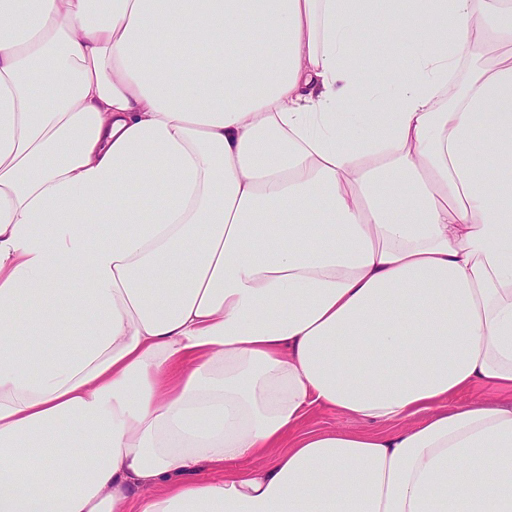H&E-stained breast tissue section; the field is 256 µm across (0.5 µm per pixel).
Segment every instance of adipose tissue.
Masks as SVG:
<instances>
[{
    "label": "adipose tissue",
    "instance_id": "adipose-tissue-1",
    "mask_svg": "<svg viewBox=\"0 0 512 512\" xmlns=\"http://www.w3.org/2000/svg\"><path fill=\"white\" fill-rule=\"evenodd\" d=\"M480 382L512 0H0V512H512ZM306 426L310 428L335 429L336 427H360L368 426L343 417L332 409H318L310 414L306 420Z\"/></svg>",
    "mask_w": 512,
    "mask_h": 512
}]
</instances>
